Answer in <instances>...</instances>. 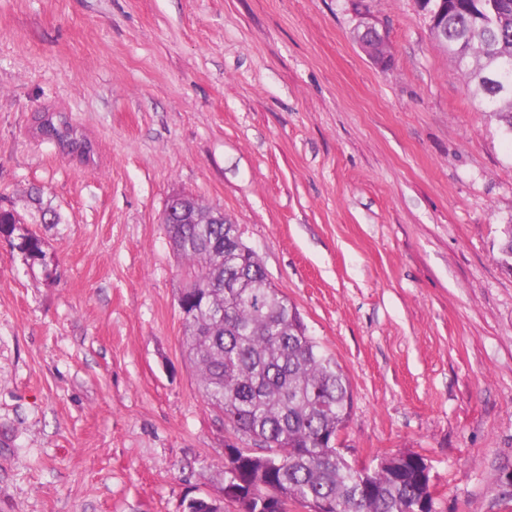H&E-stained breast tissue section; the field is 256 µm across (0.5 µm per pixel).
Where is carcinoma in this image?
<instances>
[{
  "label": "carcinoma",
  "instance_id": "1",
  "mask_svg": "<svg viewBox=\"0 0 512 512\" xmlns=\"http://www.w3.org/2000/svg\"><path fill=\"white\" fill-rule=\"evenodd\" d=\"M448 54L479 92V107L512 134V0H448ZM174 251L197 271L179 297L185 344L205 402L252 447L224 464V492L249 512L306 503L314 512H432L421 456L357 468L334 442L352 410L340 365L308 335L267 281L236 224H168ZM33 265L42 241L16 244ZM237 287H224V280Z\"/></svg>",
  "mask_w": 512,
  "mask_h": 512
}]
</instances>
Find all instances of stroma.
<instances>
[{
  "label": "stroma",
  "instance_id": "1",
  "mask_svg": "<svg viewBox=\"0 0 512 512\" xmlns=\"http://www.w3.org/2000/svg\"><path fill=\"white\" fill-rule=\"evenodd\" d=\"M175 193L239 225L341 366L352 465L417 454L433 512H512V134L417 0H0V206L45 252L0 236V512L223 501ZM356 38L365 52L381 65H389L391 54L386 38L369 20L361 21ZM18 239L16 247L25 255L26 260L31 262L32 267L43 264L45 253L41 239L29 233L19 234Z\"/></svg>",
  "mask_w": 512,
  "mask_h": 512
}]
</instances>
